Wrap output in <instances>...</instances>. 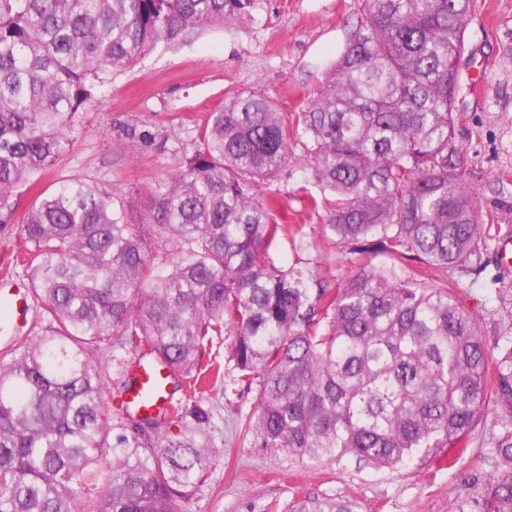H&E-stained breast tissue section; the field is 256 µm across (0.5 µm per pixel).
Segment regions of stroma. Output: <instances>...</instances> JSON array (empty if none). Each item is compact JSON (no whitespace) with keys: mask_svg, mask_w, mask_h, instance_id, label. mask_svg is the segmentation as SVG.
I'll use <instances>...</instances> for the list:
<instances>
[{"mask_svg":"<svg viewBox=\"0 0 512 512\" xmlns=\"http://www.w3.org/2000/svg\"><path fill=\"white\" fill-rule=\"evenodd\" d=\"M360 6L361 0H261L243 27H213L157 44L113 74L96 102L76 115L74 148L39 176L37 191L18 190L15 206L0 210V277L30 285L20 256L25 215L38 191L86 179L121 194L137 220L148 214L155 185L181 166L209 113L230 94L255 90L280 111L304 110L345 47ZM462 69L456 137L465 157L463 181L494 224L484 271L474 281L462 278L456 296L479 316L487 343L504 344L512 341V270L498 257L503 236H512V0H477ZM271 188L289 223L319 238L324 214L304 206L314 186L302 169L286 166ZM213 355L204 402L215 410V453L192 512H282L305 495L349 498L359 512H448L460 501L467 512H478L495 443L512 434V418L488 407L466 451L449 466L378 471L345 460L299 461L242 433L257 390L237 381L228 340H216Z\"/></svg>","mask_w":512,"mask_h":512,"instance_id":"1","label":"stroma"}]
</instances>
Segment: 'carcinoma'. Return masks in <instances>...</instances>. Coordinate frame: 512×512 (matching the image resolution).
Wrapping results in <instances>:
<instances>
[{
  "label": "carcinoma",
  "instance_id": "obj_1",
  "mask_svg": "<svg viewBox=\"0 0 512 512\" xmlns=\"http://www.w3.org/2000/svg\"><path fill=\"white\" fill-rule=\"evenodd\" d=\"M260 0H0V209L72 148L73 117L154 45L254 18ZM476 0H363L303 112L256 91L209 113L139 222L94 182L26 214L29 277L49 328L0 359V512H188L214 453L213 411L176 401L111 423L99 354L149 355L194 381L228 336L261 378L255 443L396 469L451 463L487 400L512 417V343L491 348L448 271L485 268L483 212L455 131ZM302 144L297 155L293 147ZM321 197L342 280L285 262L318 251L262 186L289 161ZM480 512H512V435L495 443ZM286 512H358L304 496Z\"/></svg>",
  "mask_w": 512,
  "mask_h": 512
}]
</instances>
